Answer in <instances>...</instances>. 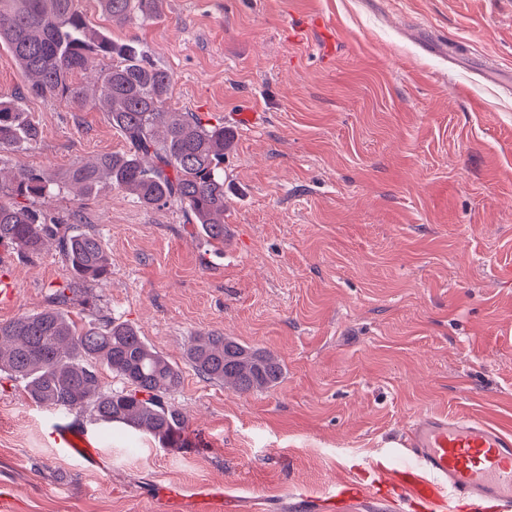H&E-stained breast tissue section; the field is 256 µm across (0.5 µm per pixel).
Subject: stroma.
I'll return each instance as SVG.
<instances>
[{
	"label": "stroma",
	"mask_w": 512,
	"mask_h": 512,
	"mask_svg": "<svg viewBox=\"0 0 512 512\" xmlns=\"http://www.w3.org/2000/svg\"><path fill=\"white\" fill-rule=\"evenodd\" d=\"M78 6L171 74L170 109L233 131L224 239L109 185L45 203L110 256L72 317L131 324L175 362L167 400L188 431L165 448L76 417L99 437L90 470L50 446L56 409L1 374L14 512H166L168 490L201 487L226 512H295L301 492L363 476L422 415L512 430V283L496 278L512 267V93L481 74L488 60L512 70V0H161L122 25L96 0ZM441 37L460 61L429 49ZM97 100L27 96L40 140L0 153V172L58 176L125 152ZM67 278L55 246L0 245V322L45 309ZM210 332L277 357L279 383L241 394L199 375L185 352Z\"/></svg>",
	"instance_id": "obj_1"
}]
</instances>
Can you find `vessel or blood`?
I'll list each match as a JSON object with an SVG mask.
<instances>
[{
    "label": "vessel or blood",
    "instance_id": "b4317fda",
    "mask_svg": "<svg viewBox=\"0 0 512 512\" xmlns=\"http://www.w3.org/2000/svg\"><path fill=\"white\" fill-rule=\"evenodd\" d=\"M58 452L96 465L99 450L67 416L48 432ZM387 468L370 483L342 480L323 495H304L311 512H512V433L465 416L430 415L412 425L387 453ZM171 512H223V494L172 492Z\"/></svg>",
    "mask_w": 512,
    "mask_h": 512
}]
</instances>
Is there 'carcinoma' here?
Here are the masks:
<instances>
[{"label": "carcinoma", "mask_w": 512, "mask_h": 512, "mask_svg": "<svg viewBox=\"0 0 512 512\" xmlns=\"http://www.w3.org/2000/svg\"><path fill=\"white\" fill-rule=\"evenodd\" d=\"M98 2L112 21L123 23L149 16L158 0ZM0 42L28 75L32 96L61 97L82 107L87 94L74 77L97 69L108 117L128 144L123 155L78 161L59 178L26 166L7 180L0 175V198L12 199L0 201V244L36 256L52 240L70 270L66 284L49 295L47 308L0 323V370L24 381L39 406L88 411L99 422L119 423L165 448H181L188 419L165 402L180 386L181 371L126 323L106 318L80 328L71 320L65 308L79 301L81 289L108 279L107 254L94 234H60L62 220L35 203L72 185L91 194L108 179L144 206L178 207L187 223L222 243L230 135L222 127L203 126L191 113L170 111V74L150 63L141 48L90 28L77 0H0ZM39 137L21 98H0V152L30 149ZM186 359L207 379L241 393L267 390L282 376L273 355L222 333L195 338ZM102 364L124 381L122 389L103 388Z\"/></svg>", "instance_id": "carcinoma-1"}]
</instances>
